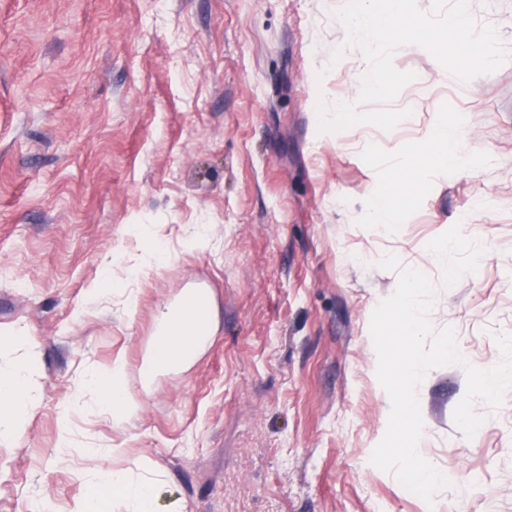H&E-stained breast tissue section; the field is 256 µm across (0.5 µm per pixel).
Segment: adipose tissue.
<instances>
[{
	"label": "adipose tissue",
	"mask_w": 512,
	"mask_h": 512,
	"mask_svg": "<svg viewBox=\"0 0 512 512\" xmlns=\"http://www.w3.org/2000/svg\"><path fill=\"white\" fill-rule=\"evenodd\" d=\"M465 127L466 121L460 116L441 115L423 140L409 149L416 167L430 174L458 166ZM366 195L370 202V221L379 225L398 223L411 203L410 195L397 181L370 185ZM156 321L141 366L142 386L146 389L159 373L190 366L216 329L215 305L206 290L186 288L173 304L159 308ZM125 369L124 360L118 359L107 370L89 372L85 379L87 385L96 389L102 408L111 412L113 420L118 422L132 418L142 406L141 396L126 384ZM33 392L26 366L0 369V441L12 438L22 429L34 405ZM115 497L136 499L143 506L142 512H157L155 483L131 481L123 469L94 475L77 512H108L109 501Z\"/></svg>",
	"instance_id": "obj_1"
}]
</instances>
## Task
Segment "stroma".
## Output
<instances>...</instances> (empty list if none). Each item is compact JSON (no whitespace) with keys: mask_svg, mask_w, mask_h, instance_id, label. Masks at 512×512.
<instances>
[{"mask_svg":"<svg viewBox=\"0 0 512 512\" xmlns=\"http://www.w3.org/2000/svg\"><path fill=\"white\" fill-rule=\"evenodd\" d=\"M345 2L0 0V330L29 335L0 365L36 381L0 443V512H72L112 468L182 512H512V389L477 402L473 437L453 420L467 366L497 365L512 334V0L467 2L498 31V69L466 82L401 47L415 80L354 130L317 119L369 109ZM440 112L468 117L479 168L414 173L399 223L371 224L367 187L411 170L403 148ZM390 254L428 276L461 357L418 388L419 453L451 482L429 502L370 462L391 409L370 333ZM146 259L159 271L127 279ZM190 286L215 334L113 421L86 372L121 358L140 390L157 310Z\"/></svg>","mask_w":512,"mask_h":512,"instance_id":"1","label":"stroma"}]
</instances>
